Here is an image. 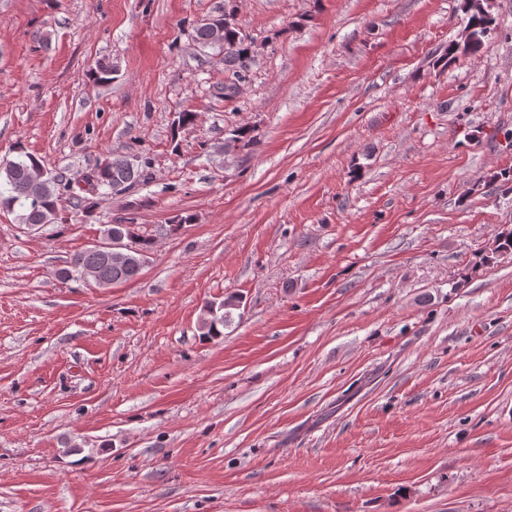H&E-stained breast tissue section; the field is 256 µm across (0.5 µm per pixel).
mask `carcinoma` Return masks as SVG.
<instances>
[{"label": "carcinoma", "instance_id": "cac0c4a2", "mask_svg": "<svg viewBox=\"0 0 512 512\" xmlns=\"http://www.w3.org/2000/svg\"><path fill=\"white\" fill-rule=\"evenodd\" d=\"M466 15L465 29L470 31L469 41L448 46L444 56L445 64L455 62L460 55H475L485 45V37L494 21L491 13L483 10L474 0H463ZM194 41L202 47H217L224 51V95L231 96L239 89V82L245 78L254 61L252 43L241 34L234 18V7L224 9V13L210 16L196 23ZM253 142L251 130L239 127L224 139V149L247 147ZM149 161L136 156H107L97 162L85 176L88 191L112 196H123L137 184L145 181ZM71 182L47 170L33 155L19 151L15 160L0 163V204L11 208L15 205L24 209L21 223L30 226L55 224L58 222L59 204L63 196L71 194ZM122 235L133 246L135 253L131 261L115 265L104 248L89 247L75 254L68 265L55 270V276L63 283L81 280L85 271L93 273L95 280L118 283L138 276L144 266L148 252L152 248L149 239L137 233L135 217L120 216L111 224L105 225L101 242L112 241V236ZM512 253V226L506 225L493 241L491 254ZM240 300L230 296L223 302L209 303L205 307L206 317L203 329L209 336H221V328L230 323L232 309Z\"/></svg>", "mask_w": 512, "mask_h": 512}]
</instances>
